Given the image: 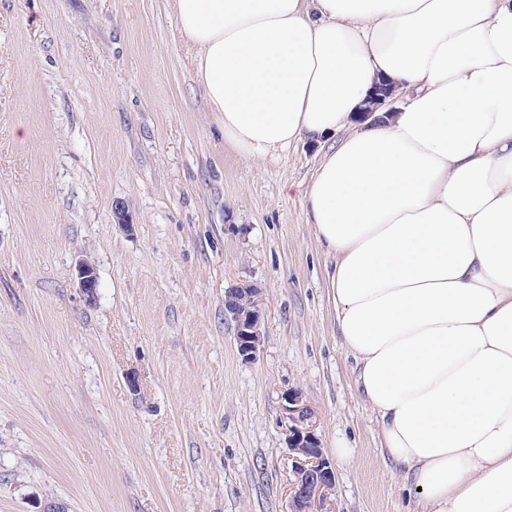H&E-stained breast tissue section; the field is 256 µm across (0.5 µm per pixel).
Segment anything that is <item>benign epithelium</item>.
<instances>
[{
	"label": "benign epithelium",
	"mask_w": 512,
	"mask_h": 512,
	"mask_svg": "<svg viewBox=\"0 0 512 512\" xmlns=\"http://www.w3.org/2000/svg\"><path fill=\"white\" fill-rule=\"evenodd\" d=\"M79 289L85 301L95 300L98 277L95 267L81 259L76 265ZM238 294L241 301L224 304V316L233 323L237 352L246 361L256 358L262 343V312L253 288L225 290ZM287 420L288 446L292 451L289 483V512H326V503L335 493L336 475L325 456L321 439L312 422V412L301 394L289 391L283 395Z\"/></svg>",
	"instance_id": "1"
}]
</instances>
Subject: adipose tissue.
Here are the masks:
<instances>
[{
  "label": "adipose tissue",
  "instance_id": "1",
  "mask_svg": "<svg viewBox=\"0 0 512 512\" xmlns=\"http://www.w3.org/2000/svg\"><path fill=\"white\" fill-rule=\"evenodd\" d=\"M173 2L232 150L341 136L306 222L421 512H512V0Z\"/></svg>",
  "mask_w": 512,
  "mask_h": 512
}]
</instances>
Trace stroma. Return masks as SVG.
Masks as SVG:
<instances>
[{"mask_svg":"<svg viewBox=\"0 0 512 512\" xmlns=\"http://www.w3.org/2000/svg\"><path fill=\"white\" fill-rule=\"evenodd\" d=\"M332 143L225 145L172 0H0V512H288L293 389L332 512H419L305 220ZM244 285L264 317L248 362L224 317ZM79 289L89 304L95 300L98 277L95 267L87 260L80 259L76 265Z\"/></svg>","mask_w":512,"mask_h":512,"instance_id":"obj_1","label":"stroma"}]
</instances>
